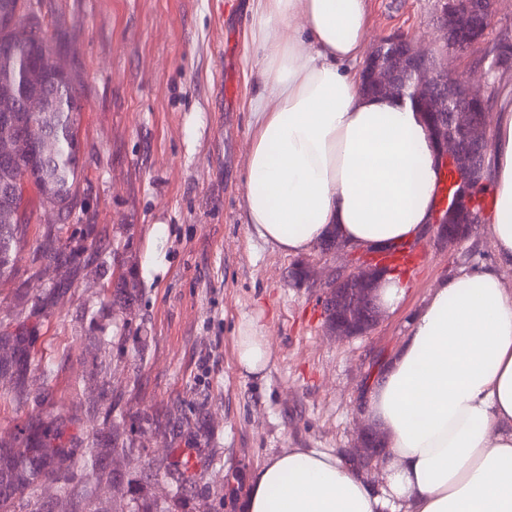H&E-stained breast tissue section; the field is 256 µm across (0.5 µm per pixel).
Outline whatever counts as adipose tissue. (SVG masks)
<instances>
[{"mask_svg": "<svg viewBox=\"0 0 512 512\" xmlns=\"http://www.w3.org/2000/svg\"><path fill=\"white\" fill-rule=\"evenodd\" d=\"M250 39L263 52L251 101L244 200L267 244L298 254L330 232L355 250L417 241L442 173L422 113L361 91L353 64L368 40L366 0H256ZM490 163L497 268L464 271L431 295L368 385L362 416L385 465L364 474L337 455L291 448L250 480L245 512H512V102L494 121ZM239 365L271 352L243 320Z\"/></svg>", "mask_w": 512, "mask_h": 512, "instance_id": "1", "label": "adipose tissue"}]
</instances>
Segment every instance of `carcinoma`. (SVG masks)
<instances>
[{
  "label": "carcinoma",
  "instance_id": "obj_1",
  "mask_svg": "<svg viewBox=\"0 0 512 512\" xmlns=\"http://www.w3.org/2000/svg\"><path fill=\"white\" fill-rule=\"evenodd\" d=\"M52 56L49 38L34 19L20 28L0 29V98H28L39 95L47 85H57L58 94L49 117L37 114L23 131L26 149L12 153L13 165L0 167V185L23 179L44 204L58 202L61 213L70 217L72 203L82 180L79 164L77 125L81 112L76 80L63 81L42 64ZM64 227H58L59 246L44 254L47 264L66 257ZM24 235V225L0 222V279L13 270ZM0 343L11 346V362L23 371L28 349L23 336H0ZM125 418L112 422L113 454L129 449ZM156 468L173 470L175 494H180L195 473L190 459L175 468L159 462ZM73 470L89 476H102L100 457L93 447L68 448L54 429L29 424L17 445L0 447V512H16V508L43 482L56 481ZM130 512H173L171 502L135 499Z\"/></svg>",
  "mask_w": 512,
  "mask_h": 512
}]
</instances>
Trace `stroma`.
Segmentation results:
<instances>
[{"instance_id": "1", "label": "stroma", "mask_w": 512, "mask_h": 512, "mask_svg": "<svg viewBox=\"0 0 512 512\" xmlns=\"http://www.w3.org/2000/svg\"><path fill=\"white\" fill-rule=\"evenodd\" d=\"M57 60L77 79L82 182L64 238L45 265L56 211L29 196V225L0 280V334L28 338L23 401L0 372V445L30 419L63 414L67 447L97 444L105 474L92 506L129 512L138 493L170 481L155 460L193 455L198 477L178 512H242L253 472L290 448L349 458L363 422L367 373L406 336L433 288L495 264L484 225L450 249L427 234L403 272L405 294L368 335L339 340L322 314L323 279L362 258L312 248L288 255L256 237L244 210L250 100L261 53L253 0H31ZM440 0H368L369 39L427 47L450 72L478 67L447 48ZM308 272L291 278L292 268ZM136 288L124 297L123 285ZM265 330L264 376L238 364L239 322ZM57 372L45 384L38 369ZM125 415L133 459L110 454L106 415ZM149 472L143 489L112 471Z\"/></svg>"}]
</instances>
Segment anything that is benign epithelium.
Segmentation results:
<instances>
[{"instance_id":"1","label":"benign epithelium","mask_w":512,"mask_h":512,"mask_svg":"<svg viewBox=\"0 0 512 512\" xmlns=\"http://www.w3.org/2000/svg\"><path fill=\"white\" fill-rule=\"evenodd\" d=\"M440 31L446 43L467 52L482 50V60H491L485 76L512 65V39L483 47V38L495 13L496 0H440ZM486 82L448 73L427 50L400 36L381 39L362 65L363 89L382 95L410 98L426 112L440 118L430 124V135L438 146L442 169H452L457 188L452 202H440L433 224L436 237L447 247L465 239L479 223L483 210L478 193L484 189L485 159L492 149L487 132L489 99ZM54 88L39 96L21 100L0 99V133L19 128L20 116L42 112L50 105ZM391 272L383 265L354 268L336 275L329 282L324 300L326 326L338 339L367 335L378 323L381 308L371 281ZM354 455L360 464L370 467L380 459L377 446L361 433Z\"/></svg>"}]
</instances>
